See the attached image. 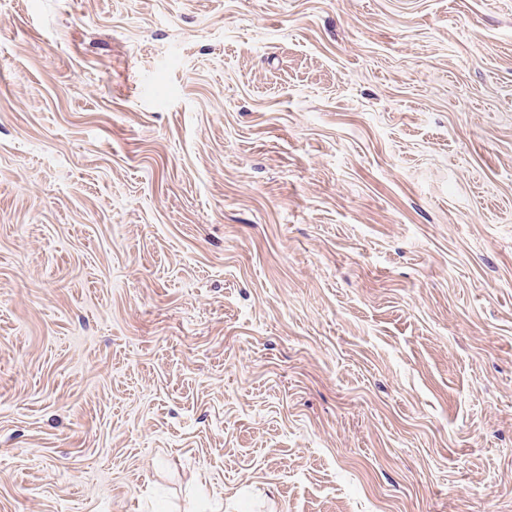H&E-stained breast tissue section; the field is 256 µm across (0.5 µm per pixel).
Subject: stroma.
I'll list each match as a JSON object with an SVG mask.
<instances>
[{
	"label": "stroma",
	"instance_id": "stroma-1",
	"mask_svg": "<svg viewBox=\"0 0 512 512\" xmlns=\"http://www.w3.org/2000/svg\"><path fill=\"white\" fill-rule=\"evenodd\" d=\"M0 512H512V0H0Z\"/></svg>",
	"mask_w": 512,
	"mask_h": 512
}]
</instances>
